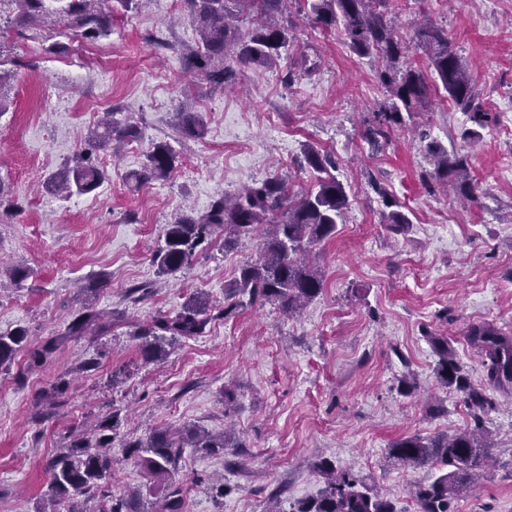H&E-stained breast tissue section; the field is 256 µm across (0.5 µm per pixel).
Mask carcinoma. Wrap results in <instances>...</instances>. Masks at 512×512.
<instances>
[{"mask_svg": "<svg viewBox=\"0 0 512 512\" xmlns=\"http://www.w3.org/2000/svg\"><path fill=\"white\" fill-rule=\"evenodd\" d=\"M309 14L323 31L341 27L350 51L359 57H376L383 62L378 80L388 98L363 123L362 138L376 148L389 141L396 127L406 124L414 110L428 99L429 85L422 73L401 66L409 45L399 33L390 11V0H306ZM19 12L15 23L39 29L50 17L45 0H15ZM288 0H182L194 19L198 40L183 52L186 70L198 73L216 86L233 80L236 67L268 65L280 59L294 40L289 25L279 20ZM252 19L247 31L230 22L232 12ZM63 24L74 35L85 39L108 36L112 32V7L103 0H70ZM416 46L425 51L448 100L467 114L472 127L462 138L475 141L481 130L497 122L487 111L475 90L467 63L451 47L448 31L432 22L421 24L415 32ZM176 127L185 138H200L205 124L200 113L183 110L176 113ZM138 138L137 127L112 121V113L98 124L87 140L76 163L50 174L45 188L57 194L85 195L109 180L108 171L99 165L98 156L112 143H130ZM434 168L421 175L430 185L451 183L457 194L477 199V184L469 171L468 156L448 151L432 141L426 145ZM304 162L314 173L312 185L294 194L288 178L276 174L245 187L233 196L213 202L210 210L194 216L182 214L167 225L164 245L154 255L158 270L165 276L180 273L196 249L215 231L224 232V249L235 248L242 237L259 236L260 257L240 268L239 275L227 285L222 315L228 318L241 307L258 300L274 301L293 312L313 301L324 288L321 270L307 260L310 249L336 235L338 220L349 208L345 185L337 178L336 160L326 151L308 147ZM176 167V153L169 144H154L146 152L143 168L130 180L140 187L164 180ZM372 189L389 211L384 214L388 229L401 234L411 220L402 204L378 184ZM212 308L206 296L193 295L173 316H160L138 334L147 359L166 354L167 338L199 334L211 318ZM468 341L481 356L486 386L476 388L462 373L455 351L445 336H430L437 356L434 373L445 386H456L464 393L473 412L474 428L453 435L424 440L417 436L401 438L389 448L392 457L413 465L436 464L441 473L431 482L412 489L418 512H454L453 502L476 483L477 473L487 459V444L477 435L481 413L489 403L486 389L512 390V334L490 323L471 326ZM23 329L0 332V367L10 366L16 353L26 344ZM58 339L48 338L29 349V365L41 366L57 349ZM68 380L57 379L45 392L46 405L53 407L65 398ZM118 424L113 415L97 422L90 433H81L69 447L59 450L48 462L49 482L44 500L50 507L39 512H148L146 497H157L159 512H183L184 487L176 479L186 448L215 453L232 447L226 436L188 427L180 432L154 431L144 440L126 445L138 459L149 482L146 492L112 494L108 478L112 475V430ZM314 469L324 479L317 496L295 502L290 512H401L396 503L367 485L346 469L329 460L319 459Z\"/></svg>", "mask_w": 512, "mask_h": 512, "instance_id": "obj_1", "label": "carcinoma"}]
</instances>
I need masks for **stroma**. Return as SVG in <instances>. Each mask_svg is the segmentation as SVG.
Masks as SVG:
<instances>
[{
    "mask_svg": "<svg viewBox=\"0 0 512 512\" xmlns=\"http://www.w3.org/2000/svg\"><path fill=\"white\" fill-rule=\"evenodd\" d=\"M405 39L434 20L466 60L490 111L512 113V0H400ZM0 5V330L25 329L30 343L63 334L80 313L103 316L100 335L71 338L42 367L19 352L0 369V512H38L47 489V462L76 428L117 415L112 490L146 484L128 442L155 430L196 426L232 429L231 448L186 451L179 478L186 512H266L316 496L323 483L314 461L326 458L380 488L400 512H417L412 485L439 475L389 457L391 443L431 438L473 426L463 394L434 375L429 334L447 337L471 384L485 372L466 338L488 321L512 328V134L483 130L462 140L465 113L448 103L421 49L411 59L430 82L413 127L372 149L363 120L387 97L374 59L354 55L340 31L315 28L304 0H293L288 22L295 47L320 58L310 77L284 80L285 63L244 67L217 88L185 70L180 54L197 27L180 0H148L114 13L112 33L74 38L61 24L32 32ZM201 112L206 133L182 137L180 106ZM133 123L136 142L100 155L110 179L96 193L66 197L47 191L45 178L75 154L103 112ZM448 150L467 154L478 198L462 205L428 190L430 164L418 131ZM168 143L178 155L170 178L134 187L129 174L144 154ZM331 152L350 206L336 235L311 257L324 277L322 293L291 316L258 302L230 319L216 316L202 332L145 360L137 332L172 316L198 291L223 309L225 287L240 266L259 257L256 238L225 251L223 234L201 245L177 276L158 275L153 256L167 224L276 173L292 190L312 174L299 161L307 147ZM380 184L412 224L391 233ZM28 269L25 280L13 270ZM95 285L92 299L81 286ZM414 372L417 388L400 381ZM70 381L68 402L45 414L39 392L57 377ZM232 391L225 403L224 391ZM481 424L493 463L455 502V512H512V394L488 391ZM228 494H221L222 486Z\"/></svg>",
    "mask_w": 512,
    "mask_h": 512,
    "instance_id": "obj_1",
    "label": "stroma"
}]
</instances>
